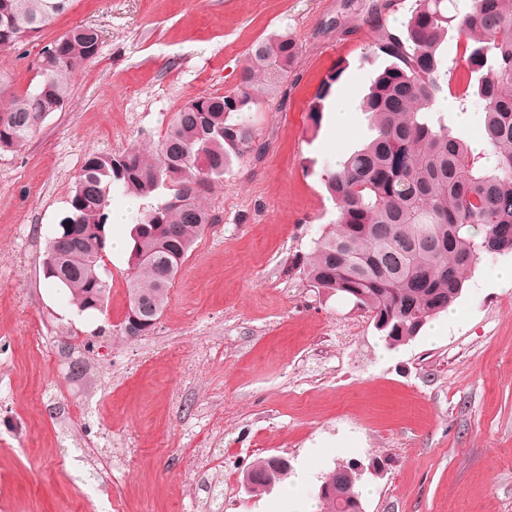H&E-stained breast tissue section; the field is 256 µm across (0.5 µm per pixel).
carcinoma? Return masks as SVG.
<instances>
[{
    "mask_svg": "<svg viewBox=\"0 0 512 512\" xmlns=\"http://www.w3.org/2000/svg\"><path fill=\"white\" fill-rule=\"evenodd\" d=\"M71 0H0V49L21 46L66 12ZM454 18L448 0H414L403 29H381L375 49L392 59L373 79L360 110L370 131L323 181L338 210L336 227L314 242L301 273L329 294L346 289L362 308L375 310L394 340L418 336L460 298L467 274L484 255L512 253V9L505 0H476L458 23L468 33L456 84L442 56ZM96 30L76 26L40 50V81L10 96L0 109V153L18 152L43 121L65 106L75 72L97 58ZM299 55L286 33L253 43L238 98L199 96L175 113L147 160L131 148L86 157L68 209L47 239L43 271L68 293L79 313H103L110 287L101 275L112 190L145 200L130 217L128 312L141 306L159 319L169 290L214 216L202 199L224 178L231 155L254 151L246 117L271 94ZM483 104L482 138L495 163L485 166L468 140L452 132L435 105L444 92ZM251 490L285 478L274 458L249 471ZM350 468L332 477L318 496L324 512L360 498Z\"/></svg>",
    "mask_w": 512,
    "mask_h": 512,
    "instance_id": "carcinoma-1",
    "label": "carcinoma"
}]
</instances>
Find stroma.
Masks as SVG:
<instances>
[{
	"label": "stroma",
	"mask_w": 512,
	"mask_h": 512,
	"mask_svg": "<svg viewBox=\"0 0 512 512\" xmlns=\"http://www.w3.org/2000/svg\"><path fill=\"white\" fill-rule=\"evenodd\" d=\"M73 0L26 45L0 49L10 92L79 25L97 58L27 145L0 155V512H316L323 475L365 473V512H512V253L485 257L456 318L387 347L352 301L298 269L335 224L326 165L368 138L360 99L389 62L369 24L413 0ZM288 33L299 56L249 112L256 152L232 158L215 216L149 335L127 315L129 196L112 193L105 313L78 314L47 279V237L87 155L154 156L175 112L237 92L251 45ZM323 98L320 122L310 107ZM344 102L346 123L334 114ZM288 459L248 492L263 458ZM275 457L264 458L258 461L249 471L254 478L251 491L263 490L274 486L285 478V471L277 469L274 465Z\"/></svg>",
	"instance_id": "35a3bbf8"
}]
</instances>
